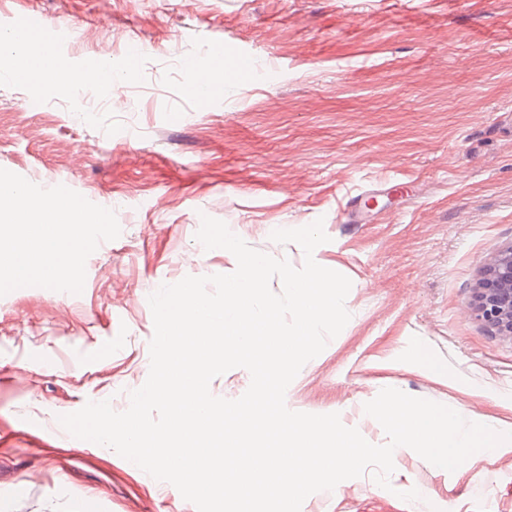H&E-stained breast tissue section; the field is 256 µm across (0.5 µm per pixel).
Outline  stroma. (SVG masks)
<instances>
[{"label":"stroma","instance_id":"35a3bbf8","mask_svg":"<svg viewBox=\"0 0 512 512\" xmlns=\"http://www.w3.org/2000/svg\"><path fill=\"white\" fill-rule=\"evenodd\" d=\"M24 12L70 31L68 64L103 60L125 81L114 94L0 75V168L112 209L121 234L88 257L81 294L0 297V512H196L58 418L90 401L126 410L149 373V295L235 270L196 240L204 214L297 268L302 249L271 232L323 220L313 257L352 283L351 318L289 385L290 410L339 414L383 445L364 405L393 387L512 428L499 400L512 334L474 311L485 268L512 246V0H0V32ZM216 48L226 66L249 55L274 70L200 98L189 86ZM393 461L390 488L347 479L301 512L412 489L406 512H512V453L458 478L409 448Z\"/></svg>","mask_w":512,"mask_h":512}]
</instances>
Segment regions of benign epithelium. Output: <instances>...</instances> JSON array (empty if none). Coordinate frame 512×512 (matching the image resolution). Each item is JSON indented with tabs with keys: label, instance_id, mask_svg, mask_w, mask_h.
<instances>
[{
	"label": "benign epithelium",
	"instance_id": "benign-epithelium-1",
	"mask_svg": "<svg viewBox=\"0 0 512 512\" xmlns=\"http://www.w3.org/2000/svg\"><path fill=\"white\" fill-rule=\"evenodd\" d=\"M475 313L499 331L512 333V246L486 271L477 288Z\"/></svg>",
	"mask_w": 512,
	"mask_h": 512
}]
</instances>
